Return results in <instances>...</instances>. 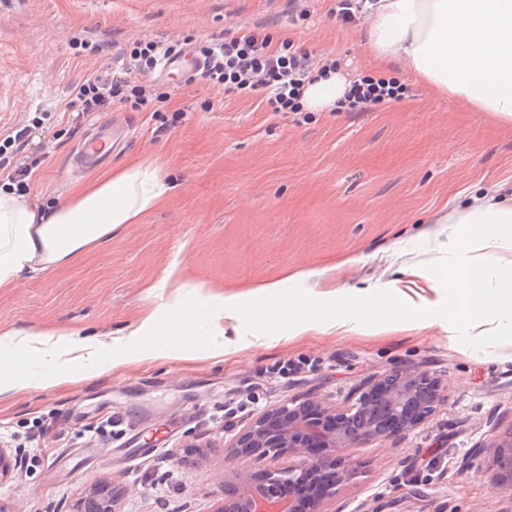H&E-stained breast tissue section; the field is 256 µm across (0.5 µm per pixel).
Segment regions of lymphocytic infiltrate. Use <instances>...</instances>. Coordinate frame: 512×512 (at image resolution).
I'll use <instances>...</instances> for the list:
<instances>
[{"mask_svg": "<svg viewBox=\"0 0 512 512\" xmlns=\"http://www.w3.org/2000/svg\"><path fill=\"white\" fill-rule=\"evenodd\" d=\"M185 41L162 43L134 41L123 53L121 67L107 68L73 85L68 109L76 115L106 112L120 106L128 112H155L170 98L169 92L141 84L137 76L156 70L163 60L183 53ZM204 65L190 83L222 86L225 93L265 104L274 112L301 114L306 83L340 68L339 60L315 55L291 39L273 41L269 34L249 28L225 31L197 43ZM409 86L395 77L357 75L341 108L346 112H369L382 104L408 97ZM41 164L30 148L28 126L13 128L0 137V175L17 188Z\"/></svg>", "mask_w": 512, "mask_h": 512, "instance_id": "lymphocytic-infiltrate-1", "label": "lymphocytic infiltrate"}]
</instances>
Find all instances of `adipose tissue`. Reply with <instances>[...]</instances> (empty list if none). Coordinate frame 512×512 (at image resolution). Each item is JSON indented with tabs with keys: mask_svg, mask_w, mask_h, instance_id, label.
<instances>
[{
	"mask_svg": "<svg viewBox=\"0 0 512 512\" xmlns=\"http://www.w3.org/2000/svg\"><path fill=\"white\" fill-rule=\"evenodd\" d=\"M367 43L375 58L399 66L410 79L465 103L474 112H493L512 122V0H374ZM350 86L343 72L307 84L308 112L337 110ZM173 190L155 159L106 170L96 180L44 206L16 186H0V288L26 273L69 265L81 253L111 239L126 224L139 223ZM443 224L469 231L433 272L448 284V323L470 332L485 313L512 322V202L485 194L444 213ZM495 233H486V226ZM238 302L184 311L176 304L133 329L128 353L84 335L71 340L73 356L60 362L43 348L40 335L0 355V395L32 387L74 383L132 362H157L178 350L208 347L224 333L225 315Z\"/></svg>",
	"mask_w": 512,
	"mask_h": 512,
	"instance_id": "obj_1",
	"label": "adipose tissue"
}]
</instances>
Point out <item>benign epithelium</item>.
Listing matches in <instances>:
<instances>
[{
	"label": "benign epithelium",
	"instance_id": "1",
	"mask_svg": "<svg viewBox=\"0 0 512 512\" xmlns=\"http://www.w3.org/2000/svg\"><path fill=\"white\" fill-rule=\"evenodd\" d=\"M441 381L416 366L397 367L365 380L357 402L331 409L318 399L282 400L253 417L225 442L236 457L275 460L292 457L287 470L268 467L237 471L224 481L219 512H323L349 483L354 467L346 449L406 434L429 419L443 402ZM494 479L512 490V433L494 442ZM120 491L106 482L90 487L77 512H119Z\"/></svg>",
	"mask_w": 512,
	"mask_h": 512
}]
</instances>
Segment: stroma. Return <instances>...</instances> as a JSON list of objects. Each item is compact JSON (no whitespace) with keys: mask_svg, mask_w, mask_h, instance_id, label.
<instances>
[{"mask_svg":"<svg viewBox=\"0 0 512 512\" xmlns=\"http://www.w3.org/2000/svg\"><path fill=\"white\" fill-rule=\"evenodd\" d=\"M334 0H0V133L40 112L32 129L43 162L28 190L37 202L134 159L161 157L175 189L139 223L124 225L69 266L0 288V334L93 329L119 339L153 313L198 304L193 286L237 296L224 322V355L128 365L76 386L0 397V437L12 457L35 448L33 467L0 482L5 512H73L93 484L125 495L120 512H218L224 481L256 469L224 442L284 399L315 398L343 409L366 378L398 366L437 375L445 400L405 435L347 449L353 479L325 512H512V492L493 479L491 444L512 431V328L453 337L448 289L422 288L401 302L402 270L448 259L457 224L438 216L490 189L512 197V124L412 83L409 98L371 112H313L308 120L225 94L223 87L164 79L161 112L112 108L73 120L71 88L118 60L96 47L140 38L203 41L239 26L340 59L347 75L380 68L363 42L368 20L337 23ZM182 109L180 120L171 112ZM125 126L119 148L75 163L82 145ZM177 267L179 287L163 288ZM289 278V295L318 298L346 316L343 334L292 338L268 322L254 287ZM305 358L280 378L274 365ZM252 406L225 408L244 397ZM115 426H105V419ZM206 442L184 463L185 442Z\"/></svg>","mask_w":512,"mask_h":512,"instance_id":"stroma-1","label":"stroma"}]
</instances>
